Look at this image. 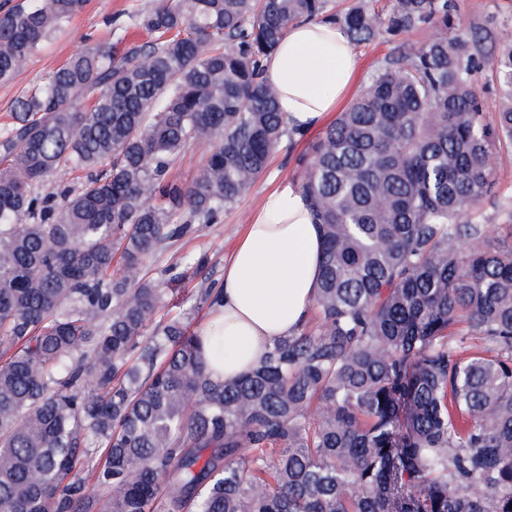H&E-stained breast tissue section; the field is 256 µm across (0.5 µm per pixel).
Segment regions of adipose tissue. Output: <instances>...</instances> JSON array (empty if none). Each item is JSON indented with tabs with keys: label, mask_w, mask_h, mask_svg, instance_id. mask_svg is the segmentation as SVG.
<instances>
[{
	"label": "adipose tissue",
	"mask_w": 512,
	"mask_h": 512,
	"mask_svg": "<svg viewBox=\"0 0 512 512\" xmlns=\"http://www.w3.org/2000/svg\"><path fill=\"white\" fill-rule=\"evenodd\" d=\"M263 68L289 130L300 135L348 102L359 59L344 28L301 19L289 24ZM322 251L309 200L298 184L281 181L237 239L224 264L221 300L199 330L213 380L238 378L260 365L277 340L301 329L320 286Z\"/></svg>",
	"instance_id": "1"
}]
</instances>
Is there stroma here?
Instances as JSON below:
<instances>
[{"label":"stroma","instance_id":"stroma-1","mask_svg":"<svg viewBox=\"0 0 512 512\" xmlns=\"http://www.w3.org/2000/svg\"><path fill=\"white\" fill-rule=\"evenodd\" d=\"M157 0H88L85 10L55 33L33 55L28 67L13 81L0 83V126L11 120L15 99L27 89L40 84L67 58L79 50L85 37L111 43L116 26L126 27L132 40H144L136 26V13L151 10ZM457 15L461 28L473 26L496 27L512 17V0H457ZM309 137L284 140L272 154L263 175L249 188L238 203L226 211L215 224L203 226L173 242L169 254H187L202 260L201 268H189L183 281L169 284L167 302L171 312L187 317L191 330H198L208 318L209 311L197 308L196 298L201 289L218 286L224 275L235 240L246 224L250 212L259 206L264 196L283 179H298V157L309 144ZM496 180L503 204L502 209L481 207L480 222L499 227L512 210V152L501 153L496 161ZM169 254L151 256L146 267L151 275L160 276L168 263Z\"/></svg>","mask_w":512,"mask_h":512}]
</instances>
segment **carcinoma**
Listing matches in <instances>:
<instances>
[{"label": "carcinoma", "instance_id": "obj_1", "mask_svg": "<svg viewBox=\"0 0 512 512\" xmlns=\"http://www.w3.org/2000/svg\"><path fill=\"white\" fill-rule=\"evenodd\" d=\"M158 0L0 129V512H512V36L455 0ZM86 0L0 12V83ZM297 19L394 51L298 159L316 326L211 379L146 260L215 224L290 137L264 59ZM431 27L419 48L401 36ZM492 120L472 82L489 53ZM207 157L179 184L189 145ZM81 186L44 183L63 169ZM192 265L175 256V281ZM467 323L468 333L458 331ZM482 351H461L465 335ZM207 152L208 147L204 143L188 146L175 162L171 171L172 178L183 183L190 181ZM495 177L503 206L512 210V152H503L499 155Z\"/></svg>", "mask_w": 512, "mask_h": 512}]
</instances>
